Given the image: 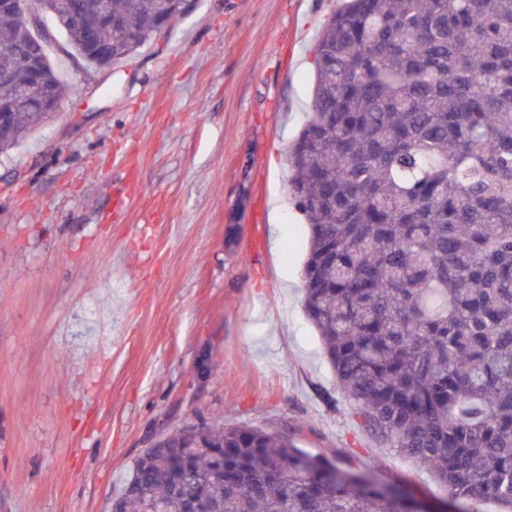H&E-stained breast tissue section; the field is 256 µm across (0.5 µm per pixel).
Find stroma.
<instances>
[{"instance_id": "35a3bbf8", "label": "stroma", "mask_w": 512, "mask_h": 512, "mask_svg": "<svg viewBox=\"0 0 512 512\" xmlns=\"http://www.w3.org/2000/svg\"><path fill=\"white\" fill-rule=\"evenodd\" d=\"M339 0H190L0 154V512H110L193 423L300 425L429 502L433 476L331 407L286 154ZM137 152L139 165L123 161Z\"/></svg>"}]
</instances>
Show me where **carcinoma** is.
Here are the masks:
<instances>
[{"label": "carcinoma", "mask_w": 512, "mask_h": 512, "mask_svg": "<svg viewBox=\"0 0 512 512\" xmlns=\"http://www.w3.org/2000/svg\"><path fill=\"white\" fill-rule=\"evenodd\" d=\"M121 61L176 0H31ZM33 33L0 12V103ZM312 112L288 148L305 216L304 313L336 393L455 503L512 512V0H346L314 47ZM44 113L24 104L0 152ZM159 437L112 512H418L420 498L297 428L205 424Z\"/></svg>", "instance_id": "cac0c4a2"}]
</instances>
